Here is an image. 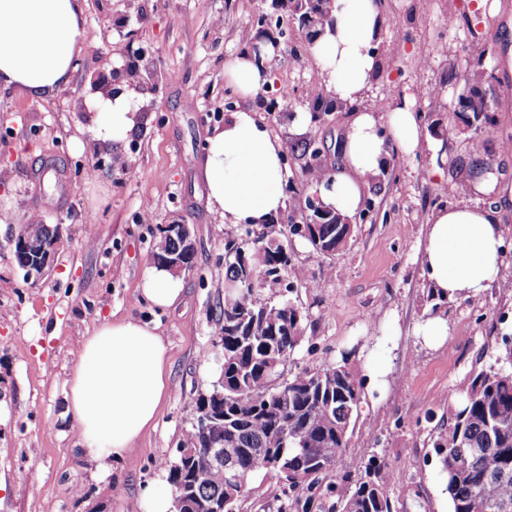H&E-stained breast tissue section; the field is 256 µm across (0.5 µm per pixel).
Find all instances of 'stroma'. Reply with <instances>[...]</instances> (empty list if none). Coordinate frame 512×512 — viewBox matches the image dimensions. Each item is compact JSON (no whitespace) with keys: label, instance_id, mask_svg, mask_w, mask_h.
Masks as SVG:
<instances>
[{"label":"stroma","instance_id":"35a3bbf8","mask_svg":"<svg viewBox=\"0 0 512 512\" xmlns=\"http://www.w3.org/2000/svg\"><path fill=\"white\" fill-rule=\"evenodd\" d=\"M499 12L475 0H383L386 24L376 44L382 66L360 105L377 112L406 96L431 138L458 120L461 72L471 59L466 27L476 21L494 48L496 101L490 123L466 129L452 147L410 158L391 157L367 191L373 209L356 222L347 245L326 258L302 238L289 248L292 265L307 268L288 299L307 316L304 339L289 369L346 362L364 382L349 455L385 459L394 471L393 512H450L432 442L447 427L475 370L495 359L512 336V262L503 263L481 300H449L448 334L421 330L432 303L422 267L431 213L459 200L494 204L512 184V0ZM274 44L269 80L243 97L224 78V65L257 40ZM77 59L69 86L29 99L0 87V512H145L142 492L167 484L199 395L211 390L225 243L244 232L212 210L202 165L207 139L223 125L220 100L248 109L282 143L314 140L328 167L339 163L351 112H318L310 95L327 78L315 66L297 16L271 13L269 0H85ZM139 69L151 104L126 141L93 148L92 124L80 108L96 70ZM293 89L292 109L271 110L281 86ZM442 94L427 98L429 86ZM311 113L308 124L295 120ZM286 205L276 228L300 219L306 188L299 156L287 155ZM95 181H88L87 171ZM151 204L150 222L142 220ZM59 226L50 272L26 282L14 258L22 225ZM188 224L195 247L182 272L181 304L152 307L139 293L162 225ZM155 323L168 345L169 391L156 428L101 472L75 444L68 381L79 344L99 322ZM276 477L254 475L237 512H277Z\"/></svg>","mask_w":512,"mask_h":512}]
</instances>
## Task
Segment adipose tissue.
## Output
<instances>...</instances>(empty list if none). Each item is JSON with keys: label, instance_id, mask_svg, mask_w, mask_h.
I'll return each instance as SVG.
<instances>
[{"label": "adipose tissue", "instance_id": "obj_1", "mask_svg": "<svg viewBox=\"0 0 512 512\" xmlns=\"http://www.w3.org/2000/svg\"><path fill=\"white\" fill-rule=\"evenodd\" d=\"M85 0H0V86L39 100L67 87L81 50L78 36ZM334 28L311 48L314 63L329 77L332 97L355 102L380 67L374 52L386 18L381 0H335ZM272 43L245 47L224 67L242 94L267 82L264 63ZM412 99L388 112L356 111L343 134V166L327 174L325 206L346 219L358 213L365 188L389 164L392 151L414 157L437 151L412 110ZM95 135L104 143L123 141L137 127L130 97L103 101L94 115ZM284 147L253 112L231 113L208 140L203 172L213 209L227 224H264L285 206ZM504 231L493 207L460 201L432 213L422 262L436 295L482 299L497 278ZM181 280L149 267L141 293L153 306L182 299ZM168 348L155 326L106 320L82 340L69 379V405L77 422L82 454L109 468L139 437L156 426L168 394Z\"/></svg>", "mask_w": 512, "mask_h": 512}]
</instances>
